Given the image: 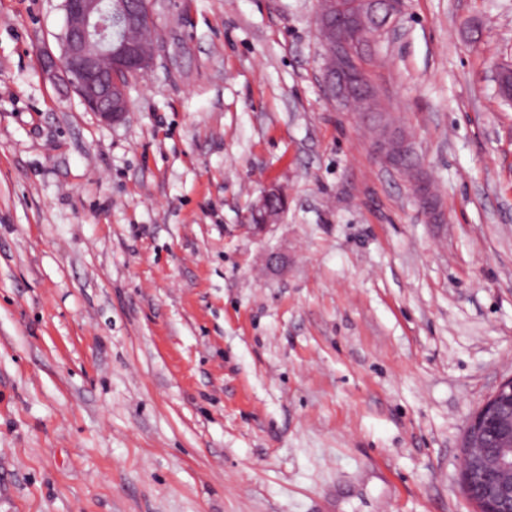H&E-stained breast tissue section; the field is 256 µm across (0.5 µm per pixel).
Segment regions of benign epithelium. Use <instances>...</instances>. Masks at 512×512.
I'll use <instances>...</instances> for the list:
<instances>
[{
    "mask_svg": "<svg viewBox=\"0 0 512 512\" xmlns=\"http://www.w3.org/2000/svg\"><path fill=\"white\" fill-rule=\"evenodd\" d=\"M64 0L62 71L84 103L105 122L128 111L125 81L147 73L154 55L128 37L137 22L154 24L149 0ZM399 0H325L316 18L330 58L327 85L336 103L354 112H374V93L361 58L363 40L389 31ZM385 160L400 165L408 149L401 140L379 143ZM275 187L265 190L249 216V228L266 231L280 213L269 206ZM512 377L500 383L472 416L460 461V486L475 512H512Z\"/></svg>",
    "mask_w": 512,
    "mask_h": 512,
    "instance_id": "obj_1",
    "label": "benign epithelium"
}]
</instances>
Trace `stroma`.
<instances>
[{
	"label": "stroma",
	"mask_w": 512,
	"mask_h": 512,
	"mask_svg": "<svg viewBox=\"0 0 512 512\" xmlns=\"http://www.w3.org/2000/svg\"><path fill=\"white\" fill-rule=\"evenodd\" d=\"M150 9L108 123L51 71L63 0H0V512H474L463 436L512 376V0H401L378 118L326 91L319 0ZM278 195L282 199V206L277 209H272L269 206V200L272 196ZM284 206V198L275 187L265 190L260 196L257 204L252 208L249 216V228L256 234H262L266 231L270 223H272L276 216L280 213Z\"/></svg>",
	"instance_id": "35a3bbf8"
}]
</instances>
